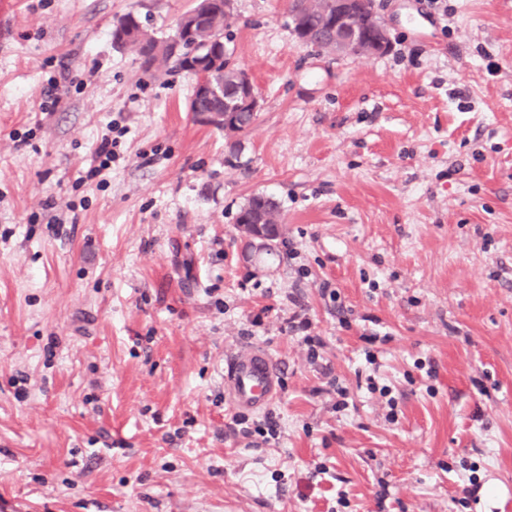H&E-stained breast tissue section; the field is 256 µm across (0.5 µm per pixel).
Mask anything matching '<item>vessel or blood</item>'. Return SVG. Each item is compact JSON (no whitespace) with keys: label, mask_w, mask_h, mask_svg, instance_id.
I'll return each mask as SVG.
<instances>
[{"label":"vessel or blood","mask_w":512,"mask_h":512,"mask_svg":"<svg viewBox=\"0 0 512 512\" xmlns=\"http://www.w3.org/2000/svg\"><path fill=\"white\" fill-rule=\"evenodd\" d=\"M224 382L234 406L262 408L276 396L275 362L258 349L230 355L225 361Z\"/></svg>","instance_id":"vessel-or-blood-1"}]
</instances>
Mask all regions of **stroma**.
Here are the masks:
<instances>
[{"instance_id":"obj_1","label":"stroma","mask_w":512,"mask_h":512,"mask_svg":"<svg viewBox=\"0 0 512 512\" xmlns=\"http://www.w3.org/2000/svg\"><path fill=\"white\" fill-rule=\"evenodd\" d=\"M195 4L14 0L0 512H512V0H374L391 45L346 56L289 0H233L260 109L231 137L193 121L191 73L112 43ZM256 193L283 235L246 260ZM252 347L278 394L242 413L275 442L233 429L224 359ZM137 19V18H136ZM132 17V14H127L119 20L115 29L112 32L113 41L121 45L120 47H130L135 49L143 60L145 69L148 70L156 61L158 56V45L162 41L149 36L144 30L141 22ZM132 26L136 30V37L131 46L124 44L123 35H127V29ZM258 209H263L266 224H278L279 203L265 194H255L247 200L238 213L237 224H252L253 214ZM278 225V237H281L282 225Z\"/></svg>"}]
</instances>
